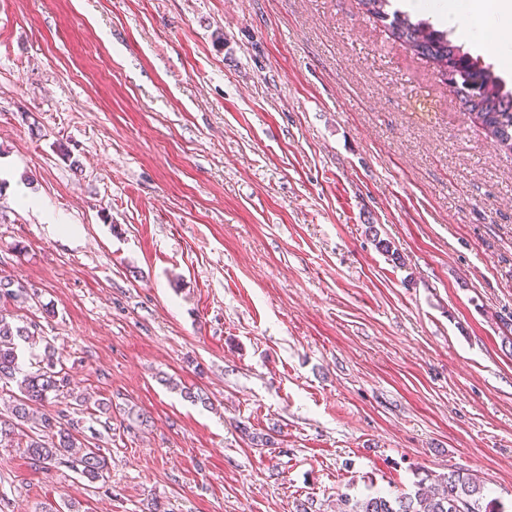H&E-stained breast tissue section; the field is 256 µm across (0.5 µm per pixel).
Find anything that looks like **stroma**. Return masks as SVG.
I'll return each instance as SVG.
<instances>
[{
	"label": "stroma",
	"instance_id": "1",
	"mask_svg": "<svg viewBox=\"0 0 512 512\" xmlns=\"http://www.w3.org/2000/svg\"><path fill=\"white\" fill-rule=\"evenodd\" d=\"M0 270L109 461L0 512H512V158L357 0H0ZM430 490L368 496L353 500L341 495V512H501L492 503L482 506L479 484L459 471L437 475Z\"/></svg>",
	"mask_w": 512,
	"mask_h": 512
}]
</instances>
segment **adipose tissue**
I'll use <instances>...</instances> for the list:
<instances>
[{
	"mask_svg": "<svg viewBox=\"0 0 512 512\" xmlns=\"http://www.w3.org/2000/svg\"><path fill=\"white\" fill-rule=\"evenodd\" d=\"M411 11L431 10L449 24L479 17L481 29L491 36L490 46L512 61V0H499L496 10L482 12L478 0H405Z\"/></svg>",
	"mask_w": 512,
	"mask_h": 512,
	"instance_id": "1",
	"label": "adipose tissue"
}]
</instances>
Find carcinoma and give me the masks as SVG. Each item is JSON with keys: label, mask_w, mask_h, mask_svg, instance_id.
I'll list each match as a JSON object with an SVG mask.
<instances>
[{"label": "carcinoma", "mask_w": 512, "mask_h": 512, "mask_svg": "<svg viewBox=\"0 0 512 512\" xmlns=\"http://www.w3.org/2000/svg\"><path fill=\"white\" fill-rule=\"evenodd\" d=\"M392 0H359L372 18L388 22L390 38L411 53L426 58L438 72L452 74L451 85L460 111L481 126L488 142L512 155V89L494 75L491 66L465 51L452 39V31L439 30L427 19L412 21L409 14L391 10ZM30 297L28 289L7 275H0V300L18 302ZM36 323L19 326L13 311L0 307V385L17 384L21 396L0 413V443H10L19 425L39 416L38 431L27 436L25 448L30 463L46 468L63 464L95 483L104 479L108 461L100 449L90 446L81 419L61 408L44 412L51 397L70 385L59 359L48 353L38 369L24 373L20 343L34 337ZM482 489L458 471L437 475L430 489L413 493L368 496L353 500L341 496V512H501L492 504H481Z\"/></svg>", "instance_id": "cac0c4a2"}]
</instances>
